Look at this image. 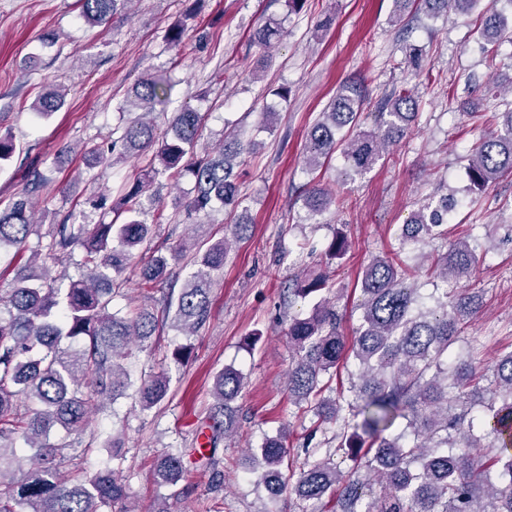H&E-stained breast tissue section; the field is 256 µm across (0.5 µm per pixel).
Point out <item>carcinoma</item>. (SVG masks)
I'll use <instances>...</instances> for the list:
<instances>
[{
  "instance_id": "1",
  "label": "carcinoma",
  "mask_w": 512,
  "mask_h": 512,
  "mask_svg": "<svg viewBox=\"0 0 512 512\" xmlns=\"http://www.w3.org/2000/svg\"><path fill=\"white\" fill-rule=\"evenodd\" d=\"M128 0H81L82 17L92 26L110 21ZM430 11L453 9L467 14L480 0H424ZM201 0L168 29L174 47L185 42L188 22L196 21ZM484 36L493 39L504 18L492 5L483 9ZM281 35V26L269 22L256 29L253 40L269 47ZM423 48L405 47V62L419 75ZM171 85L162 74H148L133 88V100L121 109L130 114L125 125L112 130L110 152L136 150L144 156L140 176L127 196L131 216L108 222L76 224L64 214L54 224L46 246L53 257L84 253L87 269L58 288L42 270H31L8 292L0 293V512H130L129 487L121 475L123 444L112 437V466L90 478H68L75 456L72 444L50 440L52 431L66 432L82 424L96 397L116 401L133 387L122 360L134 347L142 348L159 326L155 313L144 308L135 314L109 312L121 295L122 274L133 251L143 248L152 225L137 218L142 196L148 195L159 171L188 172L195 180L187 209L207 212L214 202L240 203L233 175L234 161L246 150L237 137L224 141L219 151L194 162L193 152L202 126L200 113L177 112L170 122V139L154 146V124L147 116L168 98ZM64 104L62 91H50L31 104L48 117ZM363 96L354 84L340 87L327 110L308 132L305 168L312 172L329 159L340 144L338 135L357 122ZM418 101L402 89L387 99L374 115V128L348 136L343 156L355 175L371 171L391 146L402 140L417 115ZM501 129L489 133L469 156L468 177L477 189L512 174V112L500 113ZM12 136H0V169L13 161ZM48 177L31 173L22 198L0 206V251L24 248L34 231L32 199L41 194ZM336 204V198L317 185L304 197L305 219L315 220ZM454 197L429 198L404 225L402 243L420 248L438 245L430 265L404 267L397 259L375 257L362 270L358 304L360 323L354 335L340 330L336 299L326 288L328 274L305 272L295 276L289 295L316 298L310 313L288 322L292 354L288 390L317 425H339L334 439L354 462L342 470L332 453L304 449L307 459L295 472L289 467L286 431L266 437L260 448L257 483L270 497L286 493L306 502L330 495L339 512H512V450L501 432L512 429V350L504 351L483 370L474 361L451 356L450 346L463 325L480 311L473 296H448L435 288L423 296L408 276L467 281L475 263V249L461 239H448V215ZM249 225L236 224L232 236L212 239L205 225L163 252L143 258L141 277L149 290L168 283L172 267L191 264L197 270L178 290L168 289L163 312L172 325L188 335L196 333L211 312V274L224 268L232 244ZM349 250L345 236L335 235L322 259L326 267ZM346 369L349 387H331L340 369ZM245 385V375L232 365L214 376L209 452L215 453L221 434L234 431L237 409L231 406ZM170 377L161 372L137 387L141 408L150 410L169 400ZM457 399L448 397V390ZM331 391L332 397L324 396ZM21 437L32 454H19ZM186 473L185 453L172 449L155 466V481L175 487Z\"/></svg>"
}]
</instances>
